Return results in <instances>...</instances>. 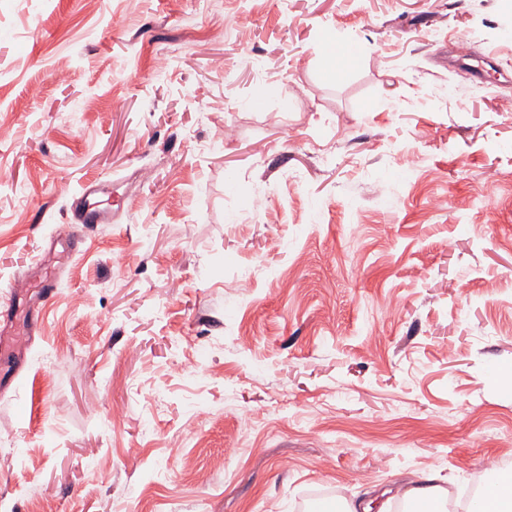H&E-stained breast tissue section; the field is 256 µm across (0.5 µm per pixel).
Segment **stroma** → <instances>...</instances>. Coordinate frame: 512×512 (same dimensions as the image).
Listing matches in <instances>:
<instances>
[{
	"label": "stroma",
	"mask_w": 512,
	"mask_h": 512,
	"mask_svg": "<svg viewBox=\"0 0 512 512\" xmlns=\"http://www.w3.org/2000/svg\"><path fill=\"white\" fill-rule=\"evenodd\" d=\"M507 30L512 0H0V303L55 263L61 185L115 213L0 361V512H313L512 455Z\"/></svg>",
	"instance_id": "1"
}]
</instances>
